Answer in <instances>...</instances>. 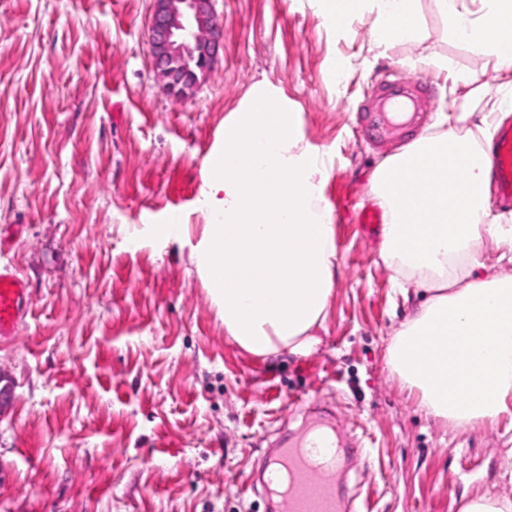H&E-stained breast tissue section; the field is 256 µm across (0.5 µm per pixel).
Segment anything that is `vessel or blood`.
<instances>
[{
  "label": "vessel or blood",
  "mask_w": 512,
  "mask_h": 512,
  "mask_svg": "<svg viewBox=\"0 0 512 512\" xmlns=\"http://www.w3.org/2000/svg\"><path fill=\"white\" fill-rule=\"evenodd\" d=\"M424 89L423 82L386 74L363 105L370 138L382 141L419 124ZM490 158L499 196L512 200V121L500 123ZM27 296L13 266L0 263V340L15 335L27 313ZM342 458V448L319 420L269 458L266 482L277 488L287 512H342L343 493L335 479Z\"/></svg>",
  "instance_id": "1"
}]
</instances>
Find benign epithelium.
Masks as SVG:
<instances>
[{
  "instance_id": "obj_1",
  "label": "benign epithelium",
  "mask_w": 512,
  "mask_h": 512,
  "mask_svg": "<svg viewBox=\"0 0 512 512\" xmlns=\"http://www.w3.org/2000/svg\"><path fill=\"white\" fill-rule=\"evenodd\" d=\"M149 39L154 75L176 100L194 94L224 48L213 0H153Z\"/></svg>"
}]
</instances>
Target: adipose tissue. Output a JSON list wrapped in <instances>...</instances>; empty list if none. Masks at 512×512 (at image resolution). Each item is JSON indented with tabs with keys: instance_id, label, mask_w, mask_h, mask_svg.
<instances>
[{
	"instance_id": "adipose-tissue-1",
	"label": "adipose tissue",
	"mask_w": 512,
	"mask_h": 512,
	"mask_svg": "<svg viewBox=\"0 0 512 512\" xmlns=\"http://www.w3.org/2000/svg\"><path fill=\"white\" fill-rule=\"evenodd\" d=\"M435 0L460 42L512 69V0ZM342 26L376 13L375 41L424 36L420 0H319ZM512 91L472 85L458 112L441 116L373 171L383 213L380 258L408 312L390 335L387 363L417 405L463 431L512 415V224L491 222L484 141ZM327 161L302 133L281 89L255 84L224 118L201 172L205 222L192 252L226 335L257 357L316 353L339 273L336 229L320 189Z\"/></svg>"
}]
</instances>
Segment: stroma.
Listing matches in <instances>:
<instances>
[{"instance_id": "stroma-1", "label": "stroma", "mask_w": 512, "mask_h": 512, "mask_svg": "<svg viewBox=\"0 0 512 512\" xmlns=\"http://www.w3.org/2000/svg\"><path fill=\"white\" fill-rule=\"evenodd\" d=\"M151 0H0V257L28 288L29 314L0 341V512H265L260 471L276 439L331 411L362 441L347 490L373 512H457L462 491L501 480L512 417L455 433L391 376L385 343L405 314L379 257L376 165L357 110L396 71L433 89L430 120L457 111L463 76L512 80L458 42L433 0L424 39L376 45L375 16L340 27L318 0H215L224 48L195 95L164 94L151 69ZM447 58L439 67L438 58ZM268 80L332 156L340 275L318 353L250 355L224 336L189 256L158 237L190 223L200 171L224 118Z\"/></svg>"}]
</instances>
